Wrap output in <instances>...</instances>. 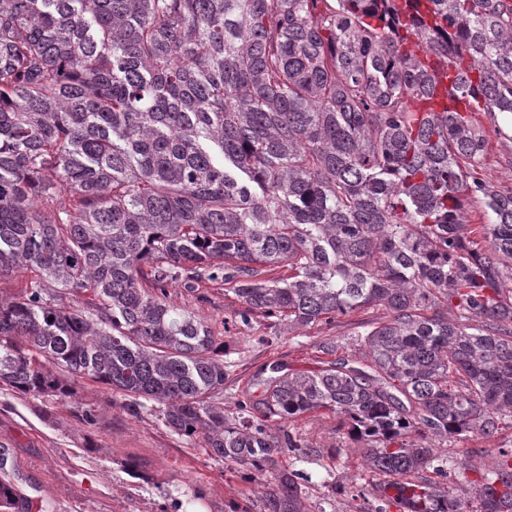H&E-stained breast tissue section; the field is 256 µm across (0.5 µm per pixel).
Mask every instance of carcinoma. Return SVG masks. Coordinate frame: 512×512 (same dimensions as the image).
Instances as JSON below:
<instances>
[{
	"instance_id": "obj_1",
	"label": "carcinoma",
	"mask_w": 512,
	"mask_h": 512,
	"mask_svg": "<svg viewBox=\"0 0 512 512\" xmlns=\"http://www.w3.org/2000/svg\"><path fill=\"white\" fill-rule=\"evenodd\" d=\"M0 0V384L64 400L86 379L150 402L174 434L270 477L259 512H307L310 446L266 421L327 410L403 512H512V448L478 481L432 437L512 421V192L480 176L486 139L422 113L407 48L466 65L473 111L512 114V0ZM488 223L460 222V194ZM287 269L280 275L279 269ZM208 281L307 326L391 317L334 362L262 383L224 413V340L168 303ZM454 306L456 320L441 309ZM396 488L399 494L389 495ZM20 497L0 478V512Z\"/></svg>"
}]
</instances>
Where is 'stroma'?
<instances>
[{
  "label": "stroma",
  "mask_w": 512,
  "mask_h": 512,
  "mask_svg": "<svg viewBox=\"0 0 512 512\" xmlns=\"http://www.w3.org/2000/svg\"><path fill=\"white\" fill-rule=\"evenodd\" d=\"M472 118L487 139L482 173L512 191V132L483 112ZM170 305L201 317L224 339L230 364L224 409L254 393L257 383L285 373L320 371L339 358L361 359L353 343L366 324L390 313L374 306L306 327L254 316L225 328L241 304L223 286L200 283L194 292L172 287ZM76 400L62 405L0 386V467L37 512H250L259 481L248 482L211 457L202 441L170 432L151 407L132 413L99 383L77 381ZM95 421L85 424L84 409ZM311 447L295 464L310 477L309 512H355L352 493L377 482L361 454L362 441L345 437L335 415L318 411L289 424Z\"/></svg>",
  "instance_id": "1"
}]
</instances>
